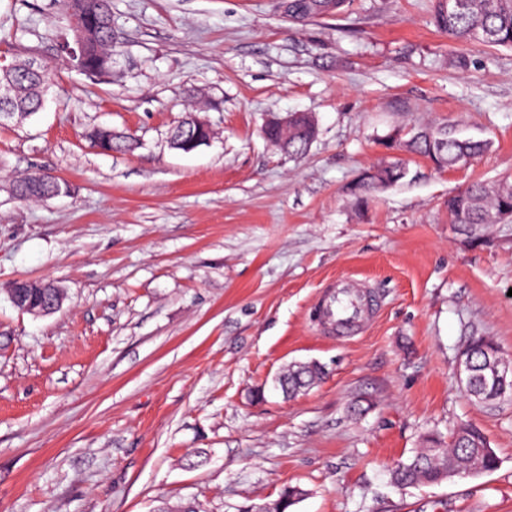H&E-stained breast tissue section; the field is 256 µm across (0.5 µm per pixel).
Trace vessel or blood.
<instances>
[{
    "mask_svg": "<svg viewBox=\"0 0 512 512\" xmlns=\"http://www.w3.org/2000/svg\"><path fill=\"white\" fill-rule=\"evenodd\" d=\"M376 299L365 284L339 281L335 289L323 293L317 301L320 323L340 336L357 332Z\"/></svg>",
    "mask_w": 512,
    "mask_h": 512,
    "instance_id": "vessel-or-blood-1",
    "label": "vessel or blood"
}]
</instances>
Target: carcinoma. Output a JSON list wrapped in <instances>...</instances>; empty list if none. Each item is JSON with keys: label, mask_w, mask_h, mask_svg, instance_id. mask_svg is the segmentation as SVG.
<instances>
[{"label": "carcinoma", "mask_w": 512, "mask_h": 512, "mask_svg": "<svg viewBox=\"0 0 512 512\" xmlns=\"http://www.w3.org/2000/svg\"><path fill=\"white\" fill-rule=\"evenodd\" d=\"M59 9L68 14L81 12L97 20L94 38L85 54L84 68L91 76H102L112 66L111 16L104 11L110 0H55ZM353 0H292L288 21L304 23L313 18L339 17L349 11ZM434 26L458 43L477 42L495 47L512 48V0H436L432 15ZM0 69V96L12 112V122L18 124L39 112L52 85L49 67L35 73L26 68L20 57H11ZM272 144L290 156H301L310 145L296 129L284 135L262 129ZM384 144L392 150L422 156L439 169L454 168L471 156L487 150L488 140L463 138L446 126H427L386 136ZM406 175L401 160H394L365 172L354 184L351 193L360 205L370 195L386 188ZM58 179H42L30 174L14 181L16 196L25 200H42L55 196ZM512 210V182H475L448 197V222L451 224H498ZM476 369L485 364L486 356L497 350L486 338H474L468 343ZM323 368L314 364L290 367L276 378L282 393L293 396L315 384ZM488 441L481 430L467 426L466 434L454 431L446 448H422L393 472V482L401 487L415 484H437L448 479V470L470 462L487 473L498 466L495 452L487 450ZM301 493L296 487L285 489L279 498L262 507H249L243 512H289Z\"/></svg>", "instance_id": "cac0c4a2"}]
</instances>
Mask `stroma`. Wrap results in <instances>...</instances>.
<instances>
[{
  "label": "stroma",
  "mask_w": 512,
  "mask_h": 512,
  "mask_svg": "<svg viewBox=\"0 0 512 512\" xmlns=\"http://www.w3.org/2000/svg\"><path fill=\"white\" fill-rule=\"evenodd\" d=\"M434 0H355L300 25L278 0H111L112 71L72 68L54 0H0V56L54 75L42 112L0 125V512H242L300 488L292 512H512V400L465 396L474 338L512 359V224L448 221V197L512 179V50L453 42ZM212 128L184 153L169 131ZM312 114L291 159L260 132ZM490 139L472 161L408 173L357 208L351 188L401 128ZM109 127L138 140L104 154ZM48 172L68 195L9 187ZM339 278L382 302L356 336L311 317ZM64 293L16 309L15 280ZM323 379L286 399L295 362ZM496 452L487 474L401 489L395 466L459 424ZM473 354V362L477 370H481L485 364L489 351H497L495 344L486 338H474L468 344ZM472 364L470 354L464 349L458 358L457 377L461 388L469 387L475 380V368Z\"/></svg>",
  "instance_id": "1"
}]
</instances>
